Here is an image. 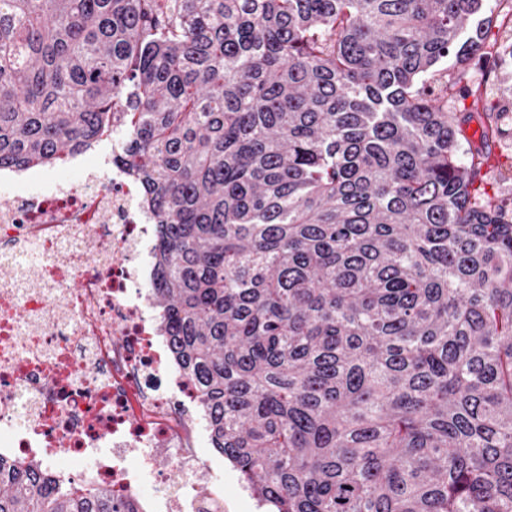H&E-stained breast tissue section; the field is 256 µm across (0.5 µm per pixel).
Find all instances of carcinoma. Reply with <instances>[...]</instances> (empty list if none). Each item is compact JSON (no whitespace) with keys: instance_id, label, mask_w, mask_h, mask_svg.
I'll use <instances>...</instances> for the list:
<instances>
[{"instance_id":"carcinoma-1","label":"carcinoma","mask_w":512,"mask_h":512,"mask_svg":"<svg viewBox=\"0 0 512 512\" xmlns=\"http://www.w3.org/2000/svg\"><path fill=\"white\" fill-rule=\"evenodd\" d=\"M485 0H0V169L120 135L156 304L275 512H512V219L495 119L434 83ZM0 512H141L0 457ZM508 133L499 140L489 143V150L492 153L493 164L491 168L484 167L481 172V187L492 195L497 193L511 206L512 198V112Z\"/></svg>"}]
</instances>
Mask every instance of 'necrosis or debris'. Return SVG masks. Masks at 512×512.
<instances>
[{"label":"necrosis or debris","mask_w":512,"mask_h":512,"mask_svg":"<svg viewBox=\"0 0 512 512\" xmlns=\"http://www.w3.org/2000/svg\"><path fill=\"white\" fill-rule=\"evenodd\" d=\"M79 171H32L0 209V456L143 512H224V460L154 303L143 187L111 154Z\"/></svg>","instance_id":"necrosis-or-debris-1"}]
</instances>
